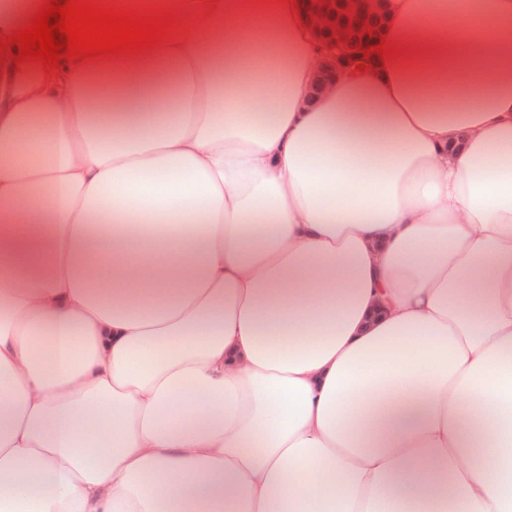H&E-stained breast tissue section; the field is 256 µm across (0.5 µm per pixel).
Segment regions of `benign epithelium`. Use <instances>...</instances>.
<instances>
[{
  "label": "benign epithelium",
  "mask_w": 512,
  "mask_h": 512,
  "mask_svg": "<svg viewBox=\"0 0 512 512\" xmlns=\"http://www.w3.org/2000/svg\"><path fill=\"white\" fill-rule=\"evenodd\" d=\"M308 24L318 37L324 50L323 61L318 71L313 96L326 93L336 75L355 64H367L369 45L360 48L351 42L350 27L341 23L348 19L368 16L376 19V26L369 34L375 40L383 31L387 21L385 0H304Z\"/></svg>",
  "instance_id": "1"
}]
</instances>
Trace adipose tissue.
Here are the masks:
<instances>
[{"label":"adipose tissue","mask_w":512,"mask_h":512,"mask_svg":"<svg viewBox=\"0 0 512 512\" xmlns=\"http://www.w3.org/2000/svg\"><path fill=\"white\" fill-rule=\"evenodd\" d=\"M0 48V512H512V0H95ZM308 24L318 37L324 50L323 61L318 71L313 97L326 93L332 86L336 75L355 64H367V54L371 42L383 31L387 21L385 0H303ZM368 16L376 19V26L369 34L370 43L354 46L366 25L363 21H354L351 27L340 22V17L348 19ZM361 48V51H358Z\"/></svg>","instance_id":"1"}]
</instances>
